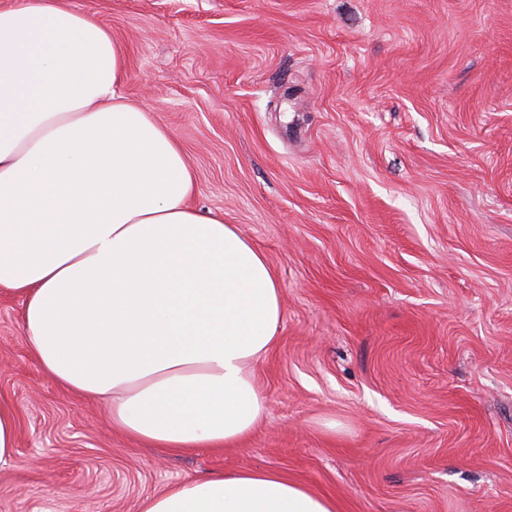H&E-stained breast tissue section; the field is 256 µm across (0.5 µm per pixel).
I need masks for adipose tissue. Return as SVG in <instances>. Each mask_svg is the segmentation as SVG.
Listing matches in <instances>:
<instances>
[{
    "instance_id": "1",
    "label": "adipose tissue",
    "mask_w": 512,
    "mask_h": 512,
    "mask_svg": "<svg viewBox=\"0 0 512 512\" xmlns=\"http://www.w3.org/2000/svg\"><path fill=\"white\" fill-rule=\"evenodd\" d=\"M125 52L63 0L0 9V288L43 372L157 448H231L267 405L253 365L282 290L233 225L190 203L172 132L118 92ZM141 512H336L272 468L189 479Z\"/></svg>"
}]
</instances>
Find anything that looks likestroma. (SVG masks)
Segmentation results:
<instances>
[{
  "mask_svg": "<svg viewBox=\"0 0 512 512\" xmlns=\"http://www.w3.org/2000/svg\"><path fill=\"white\" fill-rule=\"evenodd\" d=\"M121 95L180 142L191 203L264 254L263 422L175 453L60 387L0 291V512H139L274 468L337 512H512V0H70ZM16 423L13 410L0 404V468L12 464L15 455Z\"/></svg>",
  "mask_w": 512,
  "mask_h": 512,
  "instance_id": "obj_1",
  "label": "stroma"
}]
</instances>
